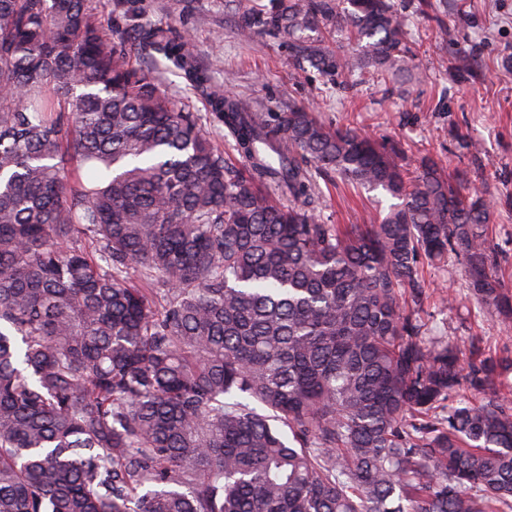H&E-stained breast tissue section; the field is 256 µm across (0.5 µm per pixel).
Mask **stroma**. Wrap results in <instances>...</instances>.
<instances>
[{"instance_id":"stroma-1","label":"stroma","mask_w":512,"mask_h":512,"mask_svg":"<svg viewBox=\"0 0 512 512\" xmlns=\"http://www.w3.org/2000/svg\"><path fill=\"white\" fill-rule=\"evenodd\" d=\"M137 6L142 22L189 36L220 88L267 106L296 101L326 124L400 143L408 162L431 155L450 171L486 183L496 199L491 229L499 271L512 283V0H448L444 9L429 0L426 13L411 21L417 78L400 89L355 75L330 85L311 68L288 66L278 39L244 33L236 0H138ZM462 50L476 56V73L453 69ZM458 132L480 141L481 155H461ZM320 190L329 224H353L381 207L338 181H321ZM422 332L512 352V322L466 300L451 309L426 305Z\"/></svg>"}]
</instances>
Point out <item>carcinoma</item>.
<instances>
[{"label":"carcinoma","mask_w":512,"mask_h":512,"mask_svg":"<svg viewBox=\"0 0 512 512\" xmlns=\"http://www.w3.org/2000/svg\"><path fill=\"white\" fill-rule=\"evenodd\" d=\"M238 2L329 84L415 76L420 0ZM136 3L108 37L89 0H0V512H512V355L428 341L419 317L459 303L423 277L458 259L512 321L492 200L221 91ZM327 177L393 203L327 224ZM159 83L161 90L170 97L187 106L193 112H198L212 140L224 149V153L233 161L238 162V155L233 150L230 142L224 140V128L214 122H209L208 107L206 102L190 87L185 85L182 78L168 72L160 71Z\"/></svg>","instance_id":"carcinoma-1"}]
</instances>
